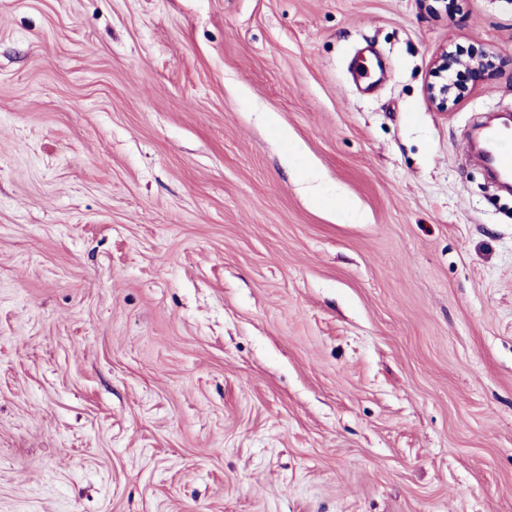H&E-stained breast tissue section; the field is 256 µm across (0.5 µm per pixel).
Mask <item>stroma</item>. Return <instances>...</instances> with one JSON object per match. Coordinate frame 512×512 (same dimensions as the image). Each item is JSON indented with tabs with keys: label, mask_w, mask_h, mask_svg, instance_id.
Here are the masks:
<instances>
[{
	"label": "stroma",
	"mask_w": 512,
	"mask_h": 512,
	"mask_svg": "<svg viewBox=\"0 0 512 512\" xmlns=\"http://www.w3.org/2000/svg\"><path fill=\"white\" fill-rule=\"evenodd\" d=\"M510 111L512 0H0V512H512ZM448 51L442 52L434 61L426 82V94L432 106L440 111H447L450 105L463 99L469 87L448 80ZM386 63L379 57L365 59L359 65V77L365 84L366 88H370L374 84L382 80L386 74ZM486 139L490 145L489 157L501 172L512 170V152L504 149L502 143L509 140L511 133L503 130L490 129L486 133Z\"/></svg>",
	"instance_id": "1"
}]
</instances>
